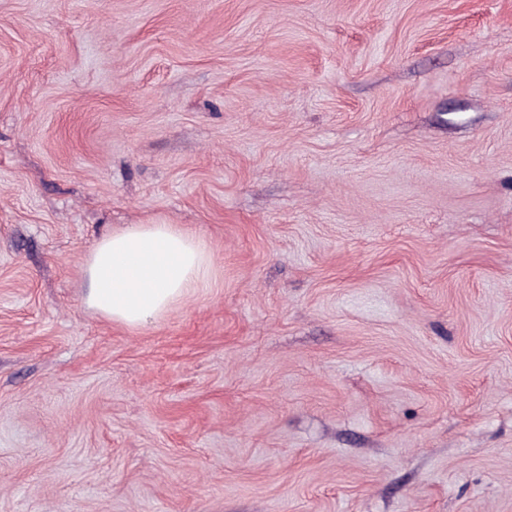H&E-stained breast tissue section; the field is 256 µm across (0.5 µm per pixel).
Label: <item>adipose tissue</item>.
Masks as SVG:
<instances>
[{
	"label": "adipose tissue",
	"instance_id": "ef3b65f1",
	"mask_svg": "<svg viewBox=\"0 0 512 512\" xmlns=\"http://www.w3.org/2000/svg\"><path fill=\"white\" fill-rule=\"evenodd\" d=\"M212 269L205 243L180 226L131 224L104 235L86 255V303L137 329L207 287Z\"/></svg>",
	"mask_w": 512,
	"mask_h": 512
}]
</instances>
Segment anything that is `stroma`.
Wrapping results in <instances>:
<instances>
[{"label": "stroma", "instance_id": "stroma-1", "mask_svg": "<svg viewBox=\"0 0 512 512\" xmlns=\"http://www.w3.org/2000/svg\"><path fill=\"white\" fill-rule=\"evenodd\" d=\"M0 512H512V0H0ZM213 258L175 224H130L104 235L83 262L86 303L130 329L152 323L206 288Z\"/></svg>", "mask_w": 512, "mask_h": 512}]
</instances>
